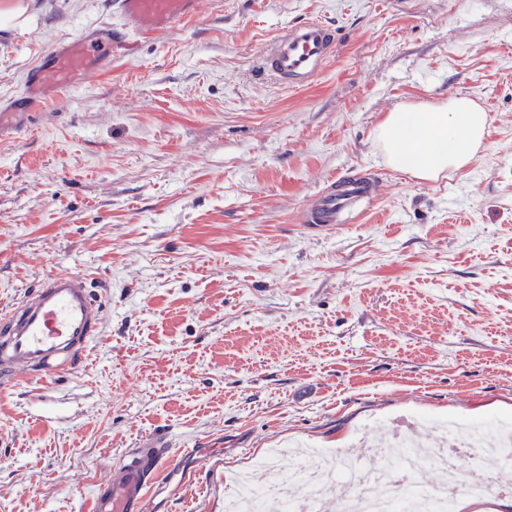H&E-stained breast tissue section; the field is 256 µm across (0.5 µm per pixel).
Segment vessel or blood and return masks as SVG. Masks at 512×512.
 I'll return each instance as SVG.
<instances>
[{
  "instance_id": "obj_1",
  "label": "vessel or blood",
  "mask_w": 512,
  "mask_h": 512,
  "mask_svg": "<svg viewBox=\"0 0 512 512\" xmlns=\"http://www.w3.org/2000/svg\"><path fill=\"white\" fill-rule=\"evenodd\" d=\"M200 0H114L119 26H102L58 41L30 70L23 92L0 113V141L26 130L30 117L57 92L81 78L112 67L134 37L162 35L178 21L195 16ZM335 28L309 19L287 28L264 49L262 70L280 85L295 88L312 81L332 58ZM337 190H324L305 208L301 220L329 230L346 213L376 197L368 179L339 178ZM104 295L85 275H48L20 301L0 312V380H37L83 367L100 336ZM179 464L171 449L147 442L129 449L111 477L92 491L93 512H142L162 471Z\"/></svg>"
}]
</instances>
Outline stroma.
I'll return each mask as SVG.
<instances>
[{
	"label": "stroma",
	"instance_id": "1",
	"mask_svg": "<svg viewBox=\"0 0 512 512\" xmlns=\"http://www.w3.org/2000/svg\"><path fill=\"white\" fill-rule=\"evenodd\" d=\"M204 0L138 38L0 143V309L59 271L105 292L72 374L0 386V512H90L148 436L200 443L143 512H225L274 451L365 448L397 421H512V0ZM0 30V105L111 0H35ZM310 18L333 58L284 89L261 52ZM467 97L489 115L471 162L422 181L376 140L392 112ZM376 173L373 212L331 232L301 210Z\"/></svg>",
	"mask_w": 512,
	"mask_h": 512
}]
</instances>
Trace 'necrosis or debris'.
<instances>
[{"label":"necrosis or debris","mask_w":512,"mask_h":512,"mask_svg":"<svg viewBox=\"0 0 512 512\" xmlns=\"http://www.w3.org/2000/svg\"><path fill=\"white\" fill-rule=\"evenodd\" d=\"M470 434V429L464 428L454 437L457 452L439 448L423 461L416 448L404 441L396 453L371 449L363 458L346 457L332 448H313L303 452L288 481L237 482L227 492L225 509L267 512L273 503L278 512H323L331 485L340 481L353 488L342 512H454L461 495L479 503L511 495L512 489L496 483L489 470L512 465V444L504 441L494 447H473ZM425 462L446 469L447 485L428 486L419 481Z\"/></svg>","instance_id":"necrosis-or-debris-1"}]
</instances>
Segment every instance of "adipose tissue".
<instances>
[{
    "label": "adipose tissue",
    "mask_w": 512,
    "mask_h": 512,
    "mask_svg": "<svg viewBox=\"0 0 512 512\" xmlns=\"http://www.w3.org/2000/svg\"><path fill=\"white\" fill-rule=\"evenodd\" d=\"M488 118L475 102L452 99L425 109L388 114L377 139L390 164L422 179L435 178L470 161L487 135Z\"/></svg>",
    "instance_id": "obj_1"
}]
</instances>
